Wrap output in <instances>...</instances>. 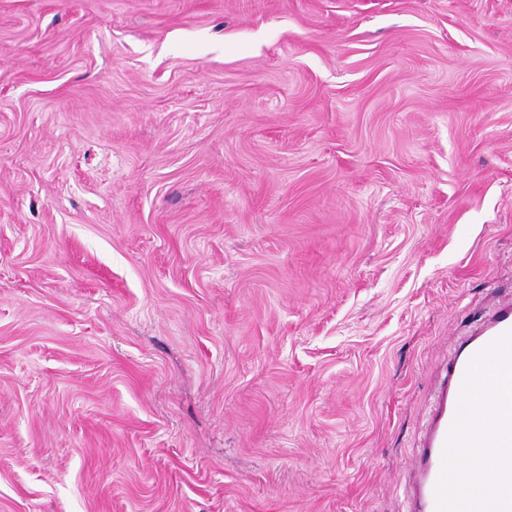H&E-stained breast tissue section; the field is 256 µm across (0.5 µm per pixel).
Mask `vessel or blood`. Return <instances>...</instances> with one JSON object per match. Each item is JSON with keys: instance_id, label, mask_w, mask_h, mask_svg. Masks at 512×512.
I'll use <instances>...</instances> for the list:
<instances>
[{"instance_id": "1", "label": "vessel or blood", "mask_w": 512, "mask_h": 512, "mask_svg": "<svg viewBox=\"0 0 512 512\" xmlns=\"http://www.w3.org/2000/svg\"><path fill=\"white\" fill-rule=\"evenodd\" d=\"M488 369L512 379V300L495 304L449 354L412 468L406 512H460V491L448 484L453 454L489 444L512 448V390L502 389L494 400L491 428L467 423L471 407L462 389Z\"/></svg>"}]
</instances>
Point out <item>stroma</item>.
Here are the masks:
<instances>
[{
	"label": "stroma",
	"mask_w": 512,
	"mask_h": 512,
	"mask_svg": "<svg viewBox=\"0 0 512 512\" xmlns=\"http://www.w3.org/2000/svg\"><path fill=\"white\" fill-rule=\"evenodd\" d=\"M512 297V0H0V512H404Z\"/></svg>",
	"instance_id": "1"
}]
</instances>
